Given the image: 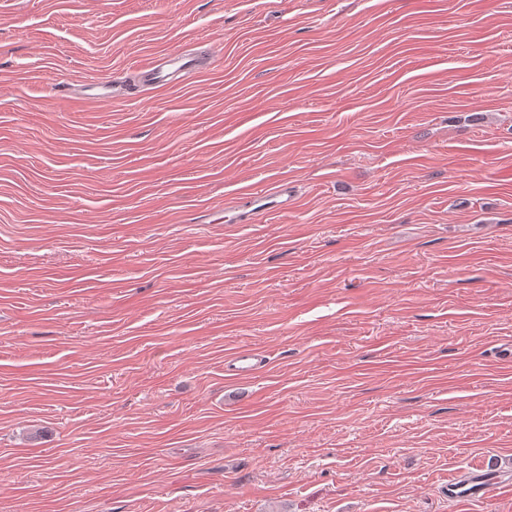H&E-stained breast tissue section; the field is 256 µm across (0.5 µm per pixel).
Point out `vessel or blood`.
<instances>
[{
    "instance_id": "vessel-or-blood-1",
    "label": "vessel or blood",
    "mask_w": 512,
    "mask_h": 512,
    "mask_svg": "<svg viewBox=\"0 0 512 512\" xmlns=\"http://www.w3.org/2000/svg\"><path fill=\"white\" fill-rule=\"evenodd\" d=\"M220 55L215 45L206 49L185 47L148 56L130 66L125 77L90 83L86 101L109 105L135 99L158 90L175 88L196 78L214 65ZM296 196L287 183L279 182L263 189H244L225 205L235 213L237 223L254 221L266 212H285L295 208ZM496 475L474 469L449 479L448 496L457 501L487 503L500 490Z\"/></svg>"
}]
</instances>
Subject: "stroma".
Instances as JSON below:
<instances>
[{
    "label": "stroma",
    "instance_id": "stroma-1",
    "mask_svg": "<svg viewBox=\"0 0 512 512\" xmlns=\"http://www.w3.org/2000/svg\"><path fill=\"white\" fill-rule=\"evenodd\" d=\"M476 466L512 482V0H0V512H512L449 501ZM205 50L182 47L150 55L130 66L124 78L84 84L80 99L100 105L135 99L158 90L175 88L196 78L206 67L214 65L220 51L211 42ZM92 93H85V92ZM288 182H279L263 189H244L225 203L226 212L236 213V224L253 222L266 212H288L296 206V195Z\"/></svg>",
    "mask_w": 512,
    "mask_h": 512
}]
</instances>
